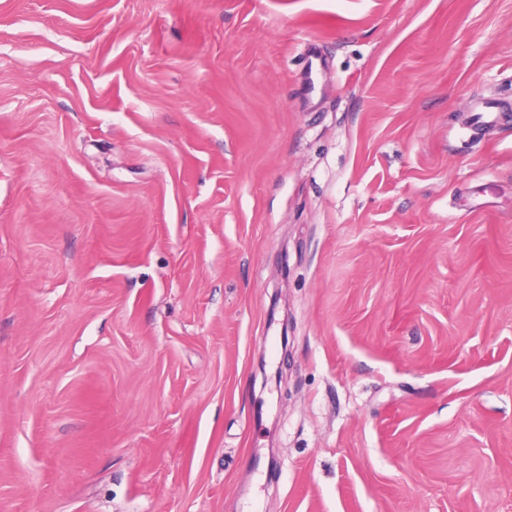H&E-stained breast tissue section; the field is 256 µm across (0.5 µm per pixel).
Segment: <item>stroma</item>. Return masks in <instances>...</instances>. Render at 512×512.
<instances>
[{
    "label": "stroma",
    "instance_id": "35a3bbf8",
    "mask_svg": "<svg viewBox=\"0 0 512 512\" xmlns=\"http://www.w3.org/2000/svg\"><path fill=\"white\" fill-rule=\"evenodd\" d=\"M480 99L512 0H0V512H512Z\"/></svg>",
    "mask_w": 512,
    "mask_h": 512
}]
</instances>
